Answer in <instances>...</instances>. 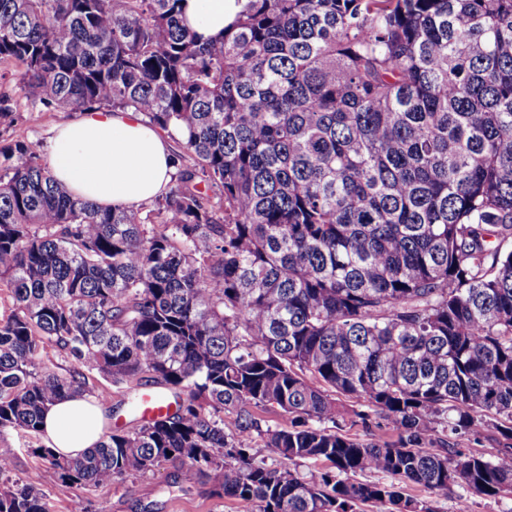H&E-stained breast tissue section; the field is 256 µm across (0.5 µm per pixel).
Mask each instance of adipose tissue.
<instances>
[{
	"label": "adipose tissue",
	"mask_w": 512,
	"mask_h": 512,
	"mask_svg": "<svg viewBox=\"0 0 512 512\" xmlns=\"http://www.w3.org/2000/svg\"><path fill=\"white\" fill-rule=\"evenodd\" d=\"M243 6V0H185L184 23L202 38H217ZM172 154L168 138L141 114L92 108L57 128L51 165L55 179L73 196L129 209L166 191ZM107 422L100 402L85 395L66 397L46 410L42 441L57 455L75 457L99 441Z\"/></svg>",
	"instance_id": "1"
}]
</instances>
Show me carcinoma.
Instances as JSON below:
<instances>
[{"instance_id":"1","label":"carcinoma","mask_w":512,"mask_h":512,"mask_svg":"<svg viewBox=\"0 0 512 512\" xmlns=\"http://www.w3.org/2000/svg\"><path fill=\"white\" fill-rule=\"evenodd\" d=\"M182 12L0 0L31 111L131 108L184 149L152 209L113 210L57 182L41 141L0 142V433L104 400L87 370L176 398L75 458L35 449L46 483L1 452L0 512L168 467L220 473L208 496L252 512L512 498V0H247L204 42ZM16 115L1 93L0 126Z\"/></svg>"}]
</instances>
